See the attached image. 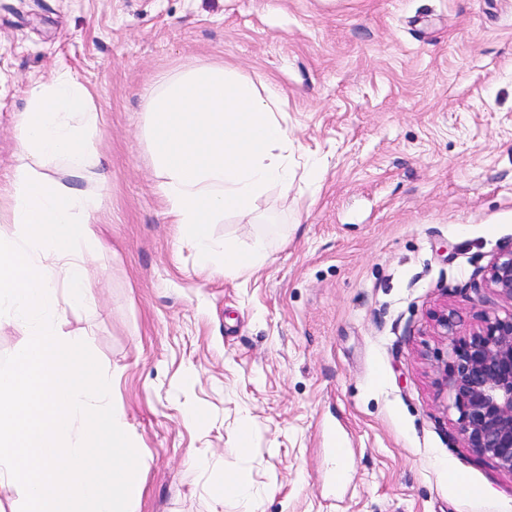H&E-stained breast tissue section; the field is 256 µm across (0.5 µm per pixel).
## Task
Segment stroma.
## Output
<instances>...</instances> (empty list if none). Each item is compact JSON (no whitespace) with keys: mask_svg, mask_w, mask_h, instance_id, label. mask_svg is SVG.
Returning <instances> with one entry per match:
<instances>
[{"mask_svg":"<svg viewBox=\"0 0 512 512\" xmlns=\"http://www.w3.org/2000/svg\"><path fill=\"white\" fill-rule=\"evenodd\" d=\"M202 62L285 102L293 189L260 199L265 225L211 227L269 232L242 276L179 241L144 136L146 90ZM65 74L103 116L111 186L97 305L61 304L60 329L112 378L133 512H232L230 475L252 512H512V473L456 437L434 321L463 338L512 312L472 288L512 242V0H0V185L15 113ZM214 495L217 502L223 506L224 498L229 495L234 500L235 507L239 512H251L250 489L239 478L225 477L224 482L217 487Z\"/></svg>","mask_w":512,"mask_h":512,"instance_id":"obj_1","label":"stroma"}]
</instances>
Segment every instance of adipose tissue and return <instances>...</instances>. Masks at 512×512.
Segmentation results:
<instances>
[{
	"label": "adipose tissue",
	"instance_id": "obj_1",
	"mask_svg": "<svg viewBox=\"0 0 512 512\" xmlns=\"http://www.w3.org/2000/svg\"><path fill=\"white\" fill-rule=\"evenodd\" d=\"M100 122L75 79L35 86L15 117L14 180L0 187L15 227L0 232V325L27 337L0 359V486L23 491L24 512H121L135 487L112 383L58 325L59 292L78 308L96 301L86 252L110 183L91 141Z\"/></svg>",
	"mask_w": 512,
	"mask_h": 512
}]
</instances>
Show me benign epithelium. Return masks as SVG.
<instances>
[{
    "label": "benign epithelium",
    "instance_id": "1",
    "mask_svg": "<svg viewBox=\"0 0 512 512\" xmlns=\"http://www.w3.org/2000/svg\"><path fill=\"white\" fill-rule=\"evenodd\" d=\"M483 281L512 300V244L500 249ZM441 333L450 337L444 386L458 412L455 433L464 447L512 472V313L484 314L468 338L456 339V325L441 314Z\"/></svg>",
    "mask_w": 512,
    "mask_h": 512
}]
</instances>
